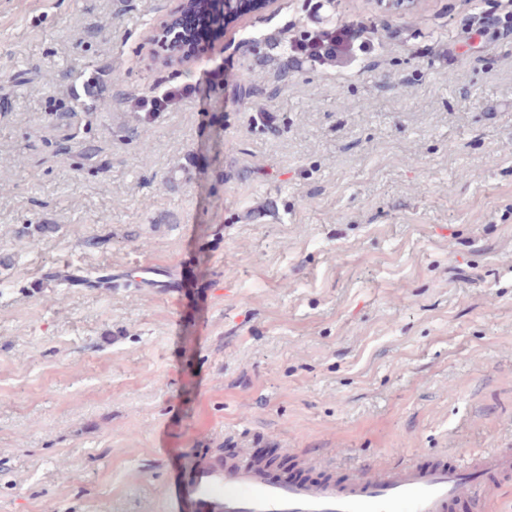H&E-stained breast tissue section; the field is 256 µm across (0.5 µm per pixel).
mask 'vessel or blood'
Here are the masks:
<instances>
[{"mask_svg": "<svg viewBox=\"0 0 512 512\" xmlns=\"http://www.w3.org/2000/svg\"><path fill=\"white\" fill-rule=\"evenodd\" d=\"M484 473L512 477V452L491 450L477 466L461 455L446 465L361 468L343 481L277 479L245 455L210 454L190 461L171 495L184 503V512H450L459 500L469 501L474 512H488Z\"/></svg>", "mask_w": 512, "mask_h": 512, "instance_id": "b4317fda", "label": "vessel or blood"}]
</instances>
